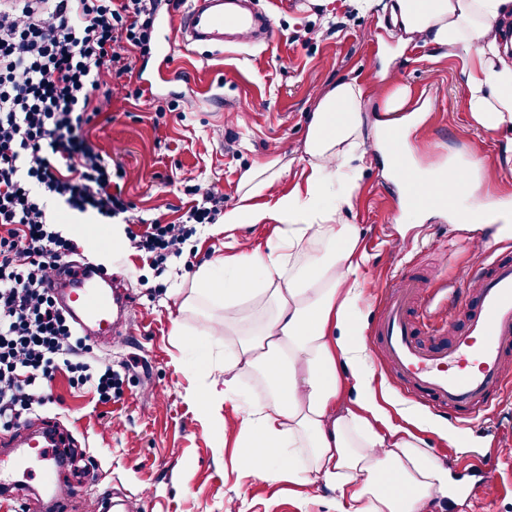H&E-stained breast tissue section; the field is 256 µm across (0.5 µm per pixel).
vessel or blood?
Listing matches in <instances>:
<instances>
[{"mask_svg":"<svg viewBox=\"0 0 512 512\" xmlns=\"http://www.w3.org/2000/svg\"><path fill=\"white\" fill-rule=\"evenodd\" d=\"M187 2L180 18H161L170 37L185 48H224L227 29H235L240 37L253 36L261 17L257 10L240 11L241 0ZM96 276L91 264H80L58 282L61 294L77 299L72 313L78 324L112 312L109 297L91 287ZM376 308L371 341L405 394L466 422L512 385L506 372L512 356V261L493 260L460 288H423L413 276L398 278ZM459 312L464 315L460 329H449L440 320L441 315ZM59 436L55 426H45L39 438L27 441L16 466L49 461L48 451L57 447Z\"/></svg>","mask_w":512,"mask_h":512,"instance_id":"obj_1","label":"vessel or blood"}]
</instances>
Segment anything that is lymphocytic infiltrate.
<instances>
[{"mask_svg":"<svg viewBox=\"0 0 512 512\" xmlns=\"http://www.w3.org/2000/svg\"><path fill=\"white\" fill-rule=\"evenodd\" d=\"M162 0H0V427L53 405L51 384L98 403L122 394L110 361L93 357L61 308L55 281L76 255L74 240L48 214L49 200L102 223H134L112 186L122 169L87 135L107 118L114 95L140 98L134 55H147ZM224 209L217 187L176 223L161 219L130 233L152 266L181 256L197 225Z\"/></svg>","mask_w":512,"mask_h":512,"instance_id":"1","label":"lymphocytic infiltrate"}]
</instances>
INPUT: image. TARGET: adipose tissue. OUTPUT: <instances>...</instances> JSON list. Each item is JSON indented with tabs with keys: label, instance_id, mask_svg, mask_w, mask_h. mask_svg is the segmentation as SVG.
Returning <instances> with one entry per match:
<instances>
[{
	"label": "adipose tissue",
	"instance_id": "ef3b65f1",
	"mask_svg": "<svg viewBox=\"0 0 512 512\" xmlns=\"http://www.w3.org/2000/svg\"><path fill=\"white\" fill-rule=\"evenodd\" d=\"M391 15L404 32L459 50L467 110L479 126L494 132L512 122V49L504 41L512 27V0H394ZM381 77L391 89L383 97L380 126L397 164L412 125L411 100L390 68H383ZM366 97L364 87L346 80L319 97L306 140V197H282L272 212H264L251 200L276 176L277 164L270 161L246 174L241 202L224 221L258 224L271 214L279 222L276 238L267 251L219 257L202 268L183 305L223 303L228 329L257 323L238 341L237 376L225 379L223 391L207 393L209 400L220 401L233 391L238 375L264 370L270 393L249 406L239 431L257 476L292 480L309 474L335 492L336 512H430L434 498L448 493V471L430 459L417 435L392 423L376 400L374 371L356 318L364 298L358 232L355 225L336 221L347 196L320 203L329 181L357 184L351 162L369 152L361 136ZM404 180L424 206L443 207L473 190L468 167L431 190L413 172H405ZM227 267L248 274V281L215 287V271ZM345 373L359 395L353 408L340 398ZM284 450L300 459V467L276 464Z\"/></svg>",
	"mask_w": 512,
	"mask_h": 512
}]
</instances>
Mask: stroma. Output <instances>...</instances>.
<instances>
[{
  "mask_svg": "<svg viewBox=\"0 0 512 512\" xmlns=\"http://www.w3.org/2000/svg\"><path fill=\"white\" fill-rule=\"evenodd\" d=\"M271 16L267 43L224 51L174 49L175 80L160 81L155 55L134 60L136 74L157 81L154 94L138 100L117 95L111 121L91 138L101 152L122 166L125 198L145 220L178 221L201 202L198 188L217 186L225 209L240 200L239 186L254 166L279 160L282 172L252 203L271 209L279 197L305 195L310 168L305 143L319 95L336 81H357L370 96L363 108L364 139L371 150L357 187L338 215L356 225L365 262V301L358 320L369 329L375 302L387 279L407 272L434 285L465 277L484 242L512 257V230L493 236L479 226L459 233L447 211L414 213L402 202V182L374 149V123L380 115L383 84L377 33L390 27L387 11H357L353 0H257ZM392 69L408 88L420 122L411 138L407 164L419 171L433 165L479 162L480 189L473 199L512 201V162L504 147L512 128L489 132L466 108L465 78L456 56L426 43L423 36L396 31ZM166 106L156 118L157 106ZM276 227L269 219L236 226L216 222L192 239L190 264L156 275L145 254L128 239L112 241L97 217L76 226L80 258L105 255L113 274L123 276L133 301L131 320L111 341L96 343L124 379L120 399L98 404L91 391L71 392L66 375L52 386L61 402L29 415L27 426L53 421L94 457L95 466L66 469L62 480L74 496L66 512H81L89 494L111 491L144 504V512H336L329 491L306 477L268 481L257 478L238 442L247 403L267 395L260 374L241 376L238 392L221 402L225 427L204 394L224 382L236 344L202 334L203 324L222 317L223 308L181 307L195 286L200 267L242 250H267ZM182 336H175V329ZM376 397L393 423H407L431 456L449 468L451 490L432 512H512V393L466 424L404 398L382 364H375ZM493 462L500 482L465 500L466 465Z\"/></svg>",
  "mask_w": 512,
  "mask_h": 512,
  "instance_id": "stroma-1",
  "label": "stroma"
}]
</instances>
